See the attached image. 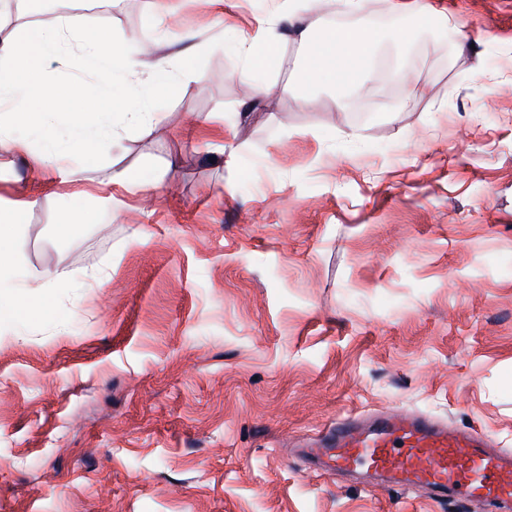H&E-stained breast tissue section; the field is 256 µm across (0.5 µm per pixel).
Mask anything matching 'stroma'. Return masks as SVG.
<instances>
[{
	"instance_id": "35a3bbf8",
	"label": "stroma",
	"mask_w": 512,
	"mask_h": 512,
	"mask_svg": "<svg viewBox=\"0 0 512 512\" xmlns=\"http://www.w3.org/2000/svg\"><path fill=\"white\" fill-rule=\"evenodd\" d=\"M422 2L447 24L301 0V25L362 26L390 63L340 109L290 34L247 107L217 41L264 32L274 0H112L136 83L209 54L102 164L0 143V225L20 219L28 263L107 275L46 300L0 284L28 310L0 323V512H456L310 469L347 412H424L512 452V0ZM54 10L15 0L0 40Z\"/></svg>"
}]
</instances>
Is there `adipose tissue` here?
Returning a JSON list of instances; mask_svg holds the SVG:
<instances>
[{
    "label": "adipose tissue",
    "mask_w": 512,
    "mask_h": 512,
    "mask_svg": "<svg viewBox=\"0 0 512 512\" xmlns=\"http://www.w3.org/2000/svg\"><path fill=\"white\" fill-rule=\"evenodd\" d=\"M302 43L308 48L304 61V74L313 84L325 85L337 89L334 101L344 106L345 91L365 82L372 73L370 60L373 53L361 39L355 29L319 28L304 29L299 33ZM239 48L244 54L245 66L238 78L250 88L252 99L259 100L268 93L266 85L259 83L255 74L275 60L278 44L270 38H258L247 34L239 35ZM19 230L15 224L0 225V277L16 273L41 295H48L52 288L68 284L71 280L69 270L57 268L42 270L30 266L20 251L9 248Z\"/></svg>",
    "instance_id": "ef3b65f1"
}]
</instances>
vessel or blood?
Segmentation results:
<instances>
[{"instance_id": "1", "label": "vessel or blood", "mask_w": 512, "mask_h": 512, "mask_svg": "<svg viewBox=\"0 0 512 512\" xmlns=\"http://www.w3.org/2000/svg\"><path fill=\"white\" fill-rule=\"evenodd\" d=\"M307 454L328 470L363 468L399 486L426 485L460 504L512 502V454H490L486 437L427 414L386 410L336 418Z\"/></svg>"}]
</instances>
